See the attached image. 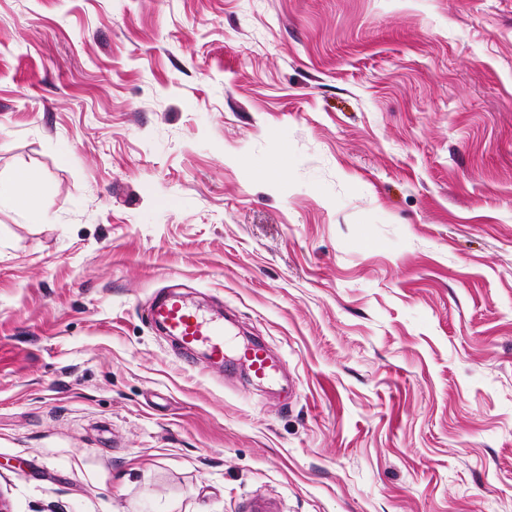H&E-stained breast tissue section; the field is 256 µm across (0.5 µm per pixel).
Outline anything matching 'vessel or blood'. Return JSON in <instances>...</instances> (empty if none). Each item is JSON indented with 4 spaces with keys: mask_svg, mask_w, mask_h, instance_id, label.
Masks as SVG:
<instances>
[{
    "mask_svg": "<svg viewBox=\"0 0 512 512\" xmlns=\"http://www.w3.org/2000/svg\"><path fill=\"white\" fill-rule=\"evenodd\" d=\"M152 321L163 326L169 336L176 338L184 351L205 350L213 363L225 359L224 326L191 307L182 296L171 294L149 310ZM238 359L260 381L272 380L278 372L276 364L259 346H245Z\"/></svg>",
    "mask_w": 512,
    "mask_h": 512,
    "instance_id": "1",
    "label": "vessel or blood"
}]
</instances>
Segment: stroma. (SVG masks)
I'll return each mask as SVG.
<instances>
[{
    "label": "stroma",
    "instance_id": "1",
    "mask_svg": "<svg viewBox=\"0 0 512 512\" xmlns=\"http://www.w3.org/2000/svg\"><path fill=\"white\" fill-rule=\"evenodd\" d=\"M24 169L5 512H512V0H0ZM149 315L179 341L184 351L203 349L214 364H224V324L207 318L181 295L169 294L150 308ZM238 361L244 363L259 381H271L278 373L276 364L260 346H245L238 352Z\"/></svg>",
    "mask_w": 512,
    "mask_h": 512
}]
</instances>
